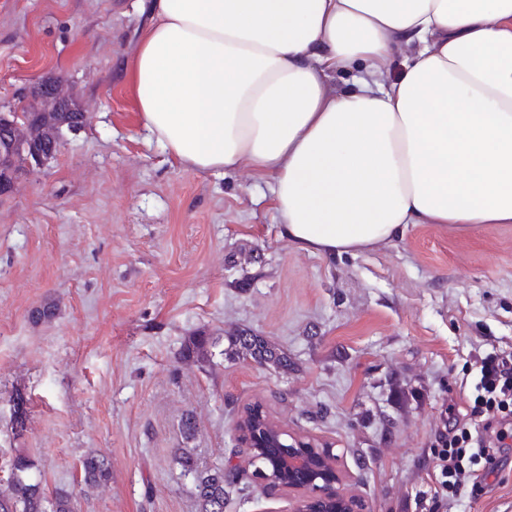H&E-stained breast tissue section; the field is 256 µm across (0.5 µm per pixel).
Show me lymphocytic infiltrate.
<instances>
[{
	"label": "lymphocytic infiltrate",
	"instance_id": "1",
	"mask_svg": "<svg viewBox=\"0 0 512 512\" xmlns=\"http://www.w3.org/2000/svg\"><path fill=\"white\" fill-rule=\"evenodd\" d=\"M465 414H449L451 423L434 456L433 508L455 500L468 482L494 472L498 443L512 438V355H480L465 396Z\"/></svg>",
	"mask_w": 512,
	"mask_h": 512
}]
</instances>
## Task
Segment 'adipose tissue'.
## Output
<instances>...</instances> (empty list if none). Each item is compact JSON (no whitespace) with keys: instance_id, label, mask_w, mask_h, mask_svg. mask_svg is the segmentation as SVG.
<instances>
[{"instance_id":"obj_1","label":"adipose tissue","mask_w":512,"mask_h":512,"mask_svg":"<svg viewBox=\"0 0 512 512\" xmlns=\"http://www.w3.org/2000/svg\"><path fill=\"white\" fill-rule=\"evenodd\" d=\"M131 79L180 165L269 179L296 249L512 224V0H151ZM401 74L388 79L397 48ZM354 67L350 90L338 69Z\"/></svg>"}]
</instances>
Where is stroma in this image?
<instances>
[{
    "mask_svg": "<svg viewBox=\"0 0 512 512\" xmlns=\"http://www.w3.org/2000/svg\"><path fill=\"white\" fill-rule=\"evenodd\" d=\"M150 21L149 0H0V105L50 78L87 115L0 195V488L22 454L78 512H198L176 449L243 460L234 426L259 402L333 444L367 512H421L464 365L512 353V224H413L357 256L295 249L265 180L186 169L143 128L130 65ZM48 298L56 316L33 321ZM240 330L288 370L225 359ZM192 335L215 337L209 362L180 359ZM91 453L112 471L93 492ZM287 508L243 474L224 512ZM451 512H512V447Z\"/></svg>",
    "mask_w": 512,
    "mask_h": 512,
    "instance_id": "35a3bbf8",
    "label": "stroma"
}]
</instances>
